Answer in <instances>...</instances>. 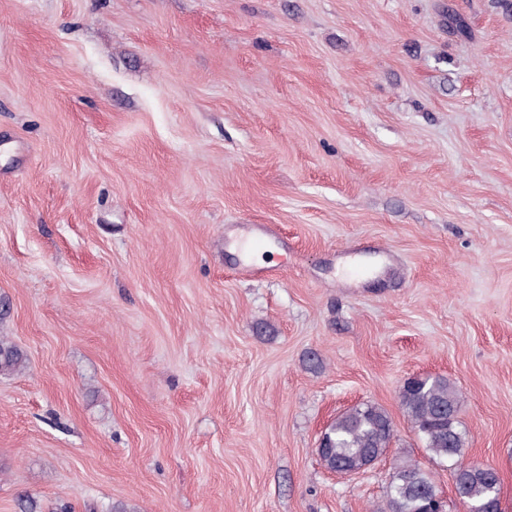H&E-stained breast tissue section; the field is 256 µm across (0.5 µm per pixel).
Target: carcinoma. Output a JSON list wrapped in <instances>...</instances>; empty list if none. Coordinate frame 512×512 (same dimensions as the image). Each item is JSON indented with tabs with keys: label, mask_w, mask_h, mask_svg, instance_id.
<instances>
[{
	"label": "carcinoma",
	"mask_w": 512,
	"mask_h": 512,
	"mask_svg": "<svg viewBox=\"0 0 512 512\" xmlns=\"http://www.w3.org/2000/svg\"><path fill=\"white\" fill-rule=\"evenodd\" d=\"M28 364L27 352L0 336V377L21 374ZM399 402L431 459L448 468L460 462L464 437L457 416L463 399L453 383L443 376L407 380L399 389ZM393 438L387 411L370 401L360 402L325 428L318 456L327 470L348 474L384 459ZM436 490L433 474L418 461L396 459L384 500L373 512H447V504L435 499ZM499 496L500 478L494 470L471 468L456 482V497L471 512H482Z\"/></svg>",
	"instance_id": "1"
}]
</instances>
